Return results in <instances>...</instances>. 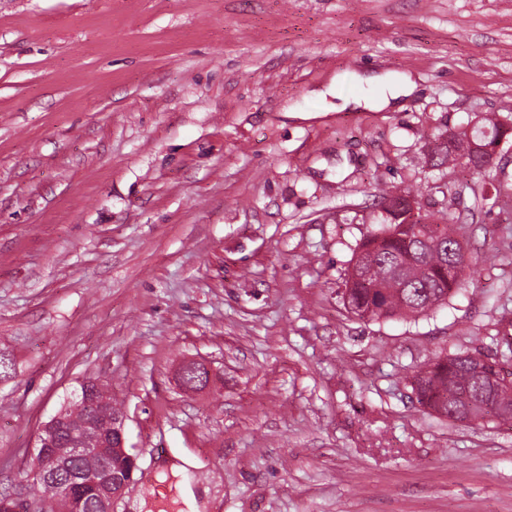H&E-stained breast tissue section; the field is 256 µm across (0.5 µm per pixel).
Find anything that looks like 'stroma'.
Wrapping results in <instances>:
<instances>
[{"instance_id":"obj_1","label":"stroma","mask_w":512,"mask_h":512,"mask_svg":"<svg viewBox=\"0 0 512 512\" xmlns=\"http://www.w3.org/2000/svg\"><path fill=\"white\" fill-rule=\"evenodd\" d=\"M368 71L418 89L336 111ZM507 106L512 0H0V494L29 498L39 430L95 378L138 463L117 512H187L185 483L198 512H512V424L412 388L512 318V205L422 161ZM399 191L458 216L481 274L358 320L345 273Z\"/></svg>"}]
</instances>
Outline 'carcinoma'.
<instances>
[{"mask_svg":"<svg viewBox=\"0 0 512 512\" xmlns=\"http://www.w3.org/2000/svg\"><path fill=\"white\" fill-rule=\"evenodd\" d=\"M509 124L512 115L484 118L461 130L460 136L471 137L481 147L497 139ZM426 163L437 170L450 165L468 168L456 153L437 146L428 152ZM404 199L403 194L383 198L392 201L389 215L382 217L381 228L358 246L344 277L350 305L369 313L371 320L423 316L445 304L461 279H473L480 273L477 262H461L459 250L463 245L455 232L458 218L453 213L446 214L445 223L436 224L419 213L407 215ZM500 357L511 359L512 350L500 352ZM498 358L489 361L481 376L473 372L468 354L438 358L414 376L418 404L449 418L479 402L484 416L512 422V385L499 388L491 398L484 396L487 375L498 365ZM85 384L102 396L105 404L96 409L69 406L61 410L58 439L65 442L75 434L93 453L75 456L61 448L60 464L33 476V488L55 501L54 512H71L78 499L83 500V512H99L103 508L101 497L74 483V478L83 474L89 481L110 484L112 473L122 474L127 469L126 459L110 449L116 439L112 437V425L106 422L120 409L105 384L94 379Z\"/></svg>","mask_w":512,"mask_h":512,"instance_id":"cac0c4a2","label":"carcinoma"}]
</instances>
